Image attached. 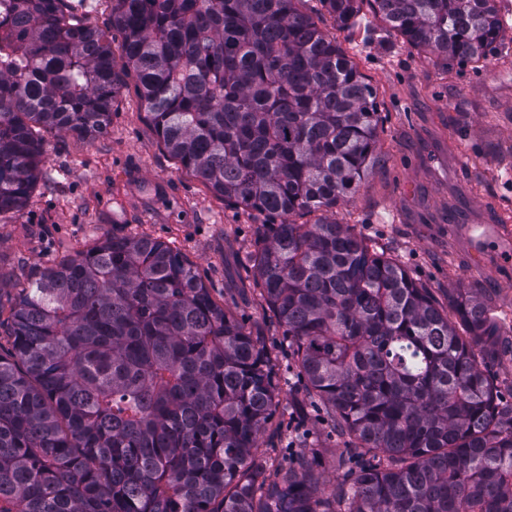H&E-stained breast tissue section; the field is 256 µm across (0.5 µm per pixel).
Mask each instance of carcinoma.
<instances>
[{"label":"carcinoma","instance_id":"1","mask_svg":"<svg viewBox=\"0 0 512 512\" xmlns=\"http://www.w3.org/2000/svg\"><path fill=\"white\" fill-rule=\"evenodd\" d=\"M299 2L112 0L114 47L65 0H0V213L37 178L40 131L101 132L134 71L170 155L224 203L272 218L247 261L300 399L351 452L329 475L314 444L268 470L254 450L275 387L258 339L179 252L114 235L12 309L0 512H512V402L489 373L482 295H448L454 323L350 225L291 220L355 194L380 120L373 88ZM320 3L339 28L366 3L445 61L479 62L502 31L497 0Z\"/></svg>","mask_w":512,"mask_h":512}]
</instances>
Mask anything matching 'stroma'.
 Masks as SVG:
<instances>
[{"label":"stroma","instance_id":"obj_1","mask_svg":"<svg viewBox=\"0 0 512 512\" xmlns=\"http://www.w3.org/2000/svg\"><path fill=\"white\" fill-rule=\"evenodd\" d=\"M302 8L374 87L380 112L378 161L329 218L397 256L440 305L456 288L485 296L500 333L492 373L512 394V29L480 63H448L412 48L370 8L342 30L319 0ZM44 150L23 206L0 214V309L10 310L40 272L103 237L147 234L177 248L284 368L288 342L244 260L267 216L224 203L164 149L135 74L102 133L49 132ZM277 400L256 450L271 463L287 452L282 423L296 410L285 383ZM304 425L322 469L332 470L345 438L332 434L320 407L306 408Z\"/></svg>","mask_w":512,"mask_h":512}]
</instances>
